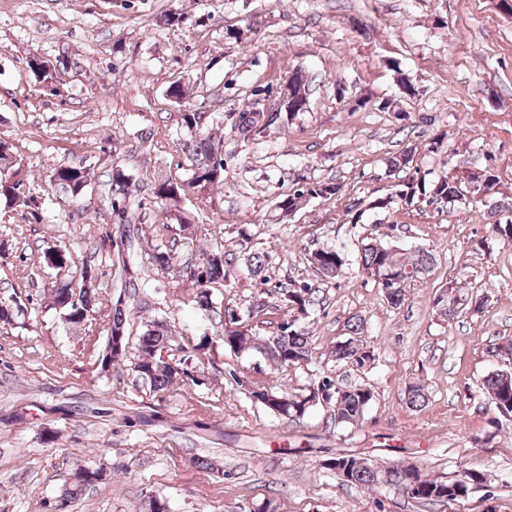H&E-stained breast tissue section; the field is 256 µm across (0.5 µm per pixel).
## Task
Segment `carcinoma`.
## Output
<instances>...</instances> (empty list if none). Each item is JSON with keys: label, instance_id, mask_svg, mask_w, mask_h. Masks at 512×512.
<instances>
[{"label": "carcinoma", "instance_id": "obj_1", "mask_svg": "<svg viewBox=\"0 0 512 512\" xmlns=\"http://www.w3.org/2000/svg\"><path fill=\"white\" fill-rule=\"evenodd\" d=\"M309 81L305 71L297 68L288 87L281 88L278 95L288 98V111L266 114L250 108L237 114L231 125V132L242 139H249L257 132L306 111L308 105ZM182 125L191 132L189 149L193 156L192 174L188 182L177 184L167 180L155 182L154 195L165 209L166 218L176 221L179 230L189 234L191 222L186 220L178 209V202L186 191L195 188L218 186L224 182V154L214 142L212 136L199 130L201 117L190 110L182 113ZM21 167L9 147L0 142V200L12 205L20 198L22 180L19 178ZM51 181L68 191L72 196H79L87 182L86 168L81 164L63 163L51 175ZM130 175L117 167L112 169L111 208L120 224H128L126 216V199L130 196ZM340 186L335 182H316L295 189L290 193H281L277 208L285 215L294 211L305 196L331 197L339 193ZM434 201L454 204L465 198L458 179L446 175L433 182L429 190ZM51 265L59 270H67L75 264L72 255L57 249L46 255ZM245 264L253 275L260 279L261 284L268 283L263 277L265 259L258 252L246 251L243 255ZM311 266L322 275L336 277L346 264L342 251L335 248H320L310 253ZM435 260L434 254L426 248L409 249L394 243L369 242L359 251V270L370 278L387 276L390 290L385 299L394 307L401 305L407 285L430 271ZM233 262L227 258L224 249L203 250L198 262L189 268L188 277L193 281L200 293L198 304H209L208 285L216 281H228L232 277ZM98 275L92 270H84L81 275V287L74 290L67 284H58L50 289V293L58 294L53 300L54 306L60 307L64 319L70 324L83 323L92 313L96 305V285ZM314 289L306 284L281 290L280 301L294 312L306 315L313 303ZM487 299L471 291H464L456 286L447 289V295H439L436 307L440 315L455 318L470 310L480 313L484 310ZM233 328L224 331V346L237 354L258 351L263 354L274 367L298 366L311 360L309 336L295 322L282 324L277 331L265 335L258 326L236 320L234 312L228 313ZM364 330V319L354 316L347 322L346 338L337 342L333 350V358L338 363L363 365L372 360L370 352L364 350L360 336ZM168 342L167 326L161 321H150L140 340V358L134 365L139 377L150 382L158 389L165 388L177 378H190L188 369L163 359V350ZM482 390L487 395L491 406L502 416H512V377L503 371L489 373L482 382ZM251 397L273 413L296 418L303 416L309 408L320 400H325L333 407L336 425L350 426L357 424L371 401L374 393L371 387L363 384L354 386H337L328 376L322 377L313 384L306 396L285 397L273 389H257L251 391ZM355 457L339 453L327 460V469L336 473L342 482L355 486H372L380 483L381 475L386 481L399 487L407 480V475L400 467L384 472L354 466ZM98 470L83 469L75 481L61 492V499L69 500L89 485L92 479H100ZM416 477L422 490L412 494V499L434 503L445 497L461 500L468 496L470 486L481 481L484 476L464 472L459 478L451 481L431 479L421 472Z\"/></svg>", "mask_w": 512, "mask_h": 512}]
</instances>
